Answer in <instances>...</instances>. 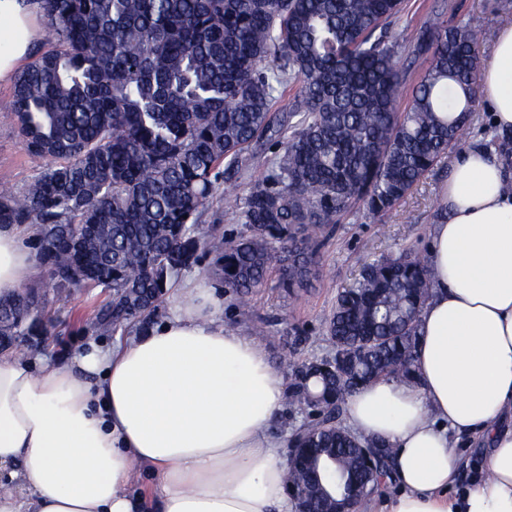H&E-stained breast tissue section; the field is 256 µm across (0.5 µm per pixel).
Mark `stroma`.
Listing matches in <instances>:
<instances>
[{
	"label": "stroma",
	"instance_id": "1",
	"mask_svg": "<svg viewBox=\"0 0 512 512\" xmlns=\"http://www.w3.org/2000/svg\"><path fill=\"white\" fill-rule=\"evenodd\" d=\"M403 7L401 17L390 26L397 38H404L412 26L435 11L451 22L465 18L483 32L475 48L480 59L490 54L499 24L512 18V0H404ZM11 104L12 86L1 83L0 183L20 189L43 170L45 162L23 146ZM490 125L489 105L476 100L464 145L491 149L512 170V133L492 140L487 132ZM458 153V148H450L382 218H373L359 202L334 224L326 226L317 254L316 274L298 297H289L280 288L279 271L275 268L270 270L263 287L250 295L247 304H240L235 295L225 293L221 315L225 327L257 336L273 371L287 383L298 364L330 355L333 345L325 334V325L337 293L356 281L365 262L404 253H425L431 227L442 215L440 190ZM23 285L44 299L42 314L49 334L43 337L38 354L62 364L88 342L109 347L124 341V334L104 332L92 325L97 310L107 299L102 289L53 291L48 273L42 268L25 279ZM259 327L264 330L260 336L255 333Z\"/></svg>",
	"mask_w": 512,
	"mask_h": 512
}]
</instances>
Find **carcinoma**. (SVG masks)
<instances>
[{"label": "carcinoma", "instance_id": "carcinoma-1", "mask_svg": "<svg viewBox=\"0 0 512 512\" xmlns=\"http://www.w3.org/2000/svg\"><path fill=\"white\" fill-rule=\"evenodd\" d=\"M54 38L20 72L12 112L26 150L45 161L21 192L0 183V224L35 226L32 246L55 287H101L104 331H143L179 275L210 255L239 298L273 264L280 287L305 286L318 233L361 200L381 216L471 122L481 32L436 14L409 33L406 66L389 31L403 0H38ZM407 108L398 99L410 69ZM295 87L277 116L279 93ZM458 89L464 104L448 96ZM269 141L279 151L245 196L237 181ZM224 202L245 226H200ZM434 273L417 255L363 265L336 297L325 326L343 373L305 380L297 367L284 398L307 413L293 443L334 448L321 493L364 483L365 501L392 479L393 449L366 471L340 430L347 399L382 377L416 378L417 320ZM31 291L0 300L4 321Z\"/></svg>", "mask_w": 512, "mask_h": 512}]
</instances>
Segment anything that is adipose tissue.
Instances as JSON below:
<instances>
[{
  "label": "adipose tissue",
  "mask_w": 512,
  "mask_h": 512,
  "mask_svg": "<svg viewBox=\"0 0 512 512\" xmlns=\"http://www.w3.org/2000/svg\"><path fill=\"white\" fill-rule=\"evenodd\" d=\"M37 0H0V83L42 37ZM492 123L512 131V22L478 67ZM481 147L465 150L431 228L436 272L422 307L417 384L382 378L348 398L355 432L395 448L398 492L379 512H512V193ZM35 258L0 225V298ZM171 317L115 349L70 363L0 353V512H296L287 443L275 437L285 385L259 343L224 327V300L186 282ZM486 450L456 496L454 437ZM154 481L136 494L139 473Z\"/></svg>",
  "instance_id": "adipose-tissue-1"
}]
</instances>
